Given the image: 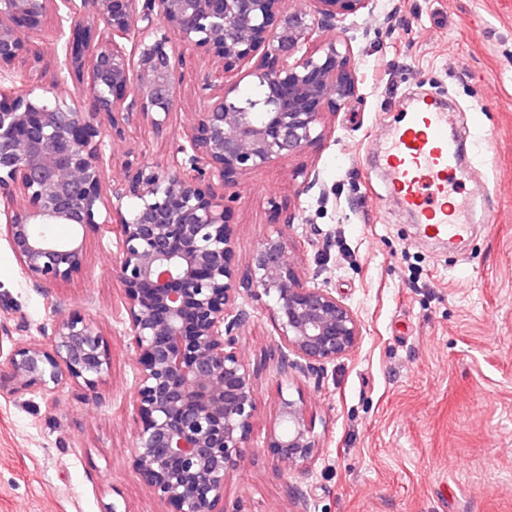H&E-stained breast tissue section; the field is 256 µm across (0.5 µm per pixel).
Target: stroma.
Wrapping results in <instances>:
<instances>
[{"instance_id":"stroma-1","label":"stroma","mask_w":512,"mask_h":512,"mask_svg":"<svg viewBox=\"0 0 512 512\" xmlns=\"http://www.w3.org/2000/svg\"><path fill=\"white\" fill-rule=\"evenodd\" d=\"M352 37L358 98L324 116L327 137L301 154L241 176L230 222L246 260L274 233L269 205L295 210L288 233L312 284L359 316L350 355L282 383L279 338L263 307L241 338L254 373L262 443L280 394L301 399L318 449L286 495V468L255 451L225 486L243 512H512V0H379L372 14L337 23ZM187 55L166 134L129 130L112 147L170 161L198 108ZM445 99L449 138L466 136L471 181L487 183L496 224L464 244L422 240L414 215L378 211L383 165L373 129L401 124L396 99ZM111 230L85 231V263L37 288L0 238V347L40 340V327L77 314L97 328L109 368L94 388L0 394V512H168L135 469L134 352L117 314Z\"/></svg>"}]
</instances>
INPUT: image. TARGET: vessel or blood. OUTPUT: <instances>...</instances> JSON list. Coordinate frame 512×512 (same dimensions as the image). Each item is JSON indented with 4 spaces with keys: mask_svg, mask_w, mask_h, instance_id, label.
<instances>
[{
    "mask_svg": "<svg viewBox=\"0 0 512 512\" xmlns=\"http://www.w3.org/2000/svg\"><path fill=\"white\" fill-rule=\"evenodd\" d=\"M396 108L405 111L404 123L377 132L387 144L384 167L389 197L416 214L425 236L432 239H460L473 225L495 223L489 201H477L475 195H461L453 188L470 173L456 141L448 137L446 106L425 96L414 107L400 101Z\"/></svg>",
    "mask_w": 512,
    "mask_h": 512,
    "instance_id": "b4317fda",
    "label": "vessel or blood"
}]
</instances>
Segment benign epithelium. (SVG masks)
<instances>
[{"label":"benign epithelium","mask_w":512,"mask_h":512,"mask_svg":"<svg viewBox=\"0 0 512 512\" xmlns=\"http://www.w3.org/2000/svg\"><path fill=\"white\" fill-rule=\"evenodd\" d=\"M284 2L0 0V99L11 97L0 104V237L38 288L70 279L85 261L83 242H60L47 226L116 231L113 262L136 361L133 464L172 512H243L227 503L224 488L254 450V381L239 351L252 318L248 301L274 324L284 379L301 360L315 369L349 355L363 336L349 305L303 281L290 254L294 214L242 270L226 223L236 196L214 191L302 153L326 136V111L358 94L351 41L323 34L375 0H308L288 10ZM50 12L70 37L46 83L25 63L37 57L31 38ZM97 24L107 36L95 43ZM188 51L214 66L197 78L200 109L172 160L128 159L104 191L112 142L126 128L168 129ZM85 71L82 91H65ZM246 75L267 83L264 97H242ZM42 333L46 342L10 350L0 391L95 387L109 358L92 323L64 316ZM276 420L263 448L300 472L316 451L303 402L280 396Z\"/></svg>","instance_id":"benign-epithelium-1"}]
</instances>
